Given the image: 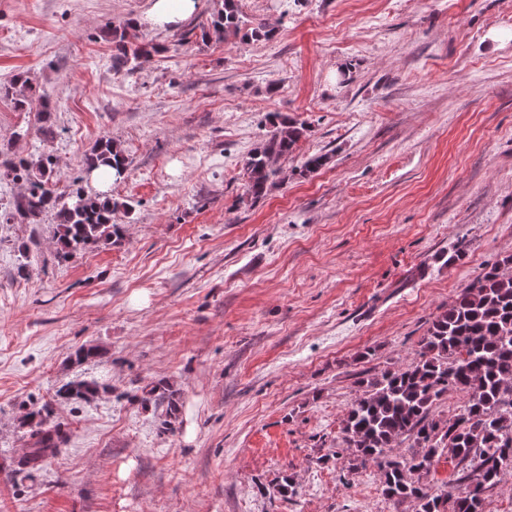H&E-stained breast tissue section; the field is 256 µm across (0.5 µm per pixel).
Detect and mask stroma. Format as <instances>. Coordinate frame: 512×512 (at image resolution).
<instances>
[{
    "instance_id": "1",
    "label": "stroma",
    "mask_w": 512,
    "mask_h": 512,
    "mask_svg": "<svg viewBox=\"0 0 512 512\" xmlns=\"http://www.w3.org/2000/svg\"><path fill=\"white\" fill-rule=\"evenodd\" d=\"M222 4L130 33L162 47L130 72L107 30L149 0H0V83L26 74L55 130L0 99V159L51 152L65 192L109 136L133 206L121 246L67 261L52 218L0 223V512H395L341 442L356 377L512 255V0H239L274 37L202 41ZM273 113L310 132L255 202L240 161ZM74 379L108 390L57 398ZM27 407L68 434L29 475Z\"/></svg>"
}]
</instances>
